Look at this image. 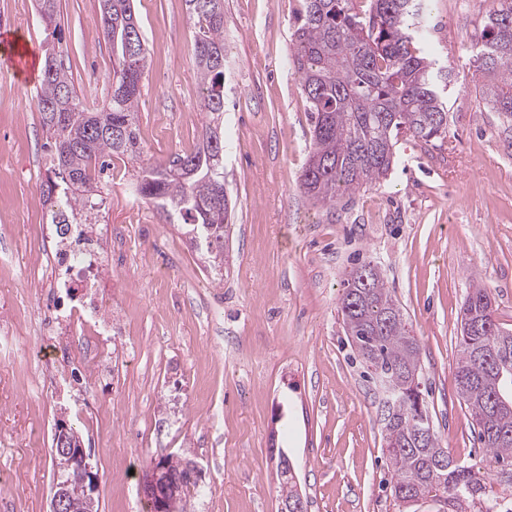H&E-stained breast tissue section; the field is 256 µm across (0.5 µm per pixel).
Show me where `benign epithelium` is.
<instances>
[{
	"mask_svg": "<svg viewBox=\"0 0 512 512\" xmlns=\"http://www.w3.org/2000/svg\"><path fill=\"white\" fill-rule=\"evenodd\" d=\"M56 469L68 478L55 483L49 512H96L94 497L96 474L92 472L89 455L83 445L56 449ZM79 483L84 488L80 499L70 496L68 484ZM141 492L152 512H184L185 478L170 471L165 457L153 461L141 474Z\"/></svg>",
	"mask_w": 512,
	"mask_h": 512,
	"instance_id": "7a95c632",
	"label": "benign epithelium"
}]
</instances>
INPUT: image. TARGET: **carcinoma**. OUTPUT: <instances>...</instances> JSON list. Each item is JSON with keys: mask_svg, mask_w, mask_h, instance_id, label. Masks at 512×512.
<instances>
[{"mask_svg": "<svg viewBox=\"0 0 512 512\" xmlns=\"http://www.w3.org/2000/svg\"><path fill=\"white\" fill-rule=\"evenodd\" d=\"M292 33L289 63L298 75L313 123L309 160L299 188L334 207L345 196L385 178L398 136L429 143L448 131L440 96L453 78L424 54L429 0H304ZM46 33L36 106L47 137L45 201L72 224L97 221L106 206L103 175L113 157L141 159L137 107L148 56L133 0H100L98 28L112 46L116 69L107 99L90 107L74 86L59 50V0H36ZM190 41L205 115L195 148L166 165H142L137 191L164 224H177L223 275L224 246L234 206L224 189V0H186ZM479 89L489 110L512 129V0H496L477 28ZM346 336L370 376L392 384L383 428L401 447L386 452L392 494L404 503L431 498L448 512H500L512 502V331L495 321L490 292L473 288L461 321L480 320L481 331L460 335L458 394L488 452L489 478L445 455L428 427L420 391V346L382 270L364 263L344 281L339 302Z\"/></svg>", "mask_w": 512, "mask_h": 512, "instance_id": "1", "label": "carcinoma"}]
</instances>
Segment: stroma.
<instances>
[{
    "instance_id": "35a3bbf8",
    "label": "stroma",
    "mask_w": 512,
    "mask_h": 512,
    "mask_svg": "<svg viewBox=\"0 0 512 512\" xmlns=\"http://www.w3.org/2000/svg\"><path fill=\"white\" fill-rule=\"evenodd\" d=\"M302 0H224V178L235 205L223 280L135 191L113 160L105 221L112 237L91 339L70 322L44 335L75 295L51 293L28 227L45 181L35 100L45 34L33 0H0V33L20 39L30 74L0 60V512H47L55 425L83 437L100 512H149L139 475L171 454L193 462L188 512H276L279 451L292 458L307 512H439L391 493L381 395L337 312L342 281L381 267L420 344L422 398L439 442L485 467L458 396L462 307L488 288L512 330V132L475 91L469 50L491 0H431L429 51L452 66L448 133L403 140L386 179L348 205L299 188L312 123L288 64ZM150 67L138 102L143 158L165 164L198 144L204 114L185 0H135ZM99 0H60L63 56L78 94L101 102L111 45Z\"/></svg>"
}]
</instances>
